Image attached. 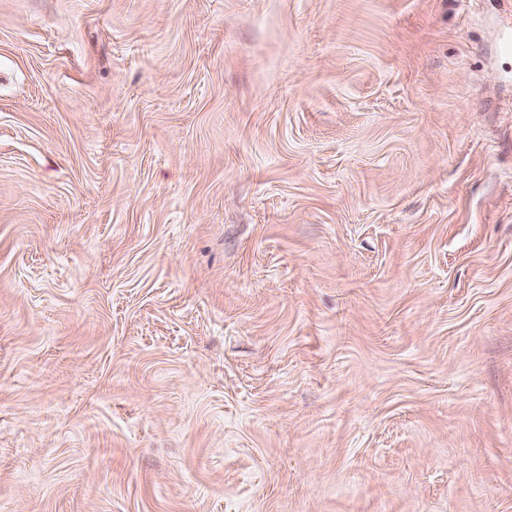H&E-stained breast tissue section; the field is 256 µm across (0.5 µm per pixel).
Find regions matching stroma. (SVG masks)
I'll return each mask as SVG.
<instances>
[{
    "mask_svg": "<svg viewBox=\"0 0 512 512\" xmlns=\"http://www.w3.org/2000/svg\"><path fill=\"white\" fill-rule=\"evenodd\" d=\"M0 512H512V0H0Z\"/></svg>",
    "mask_w": 512,
    "mask_h": 512,
    "instance_id": "obj_1",
    "label": "stroma"
}]
</instances>
